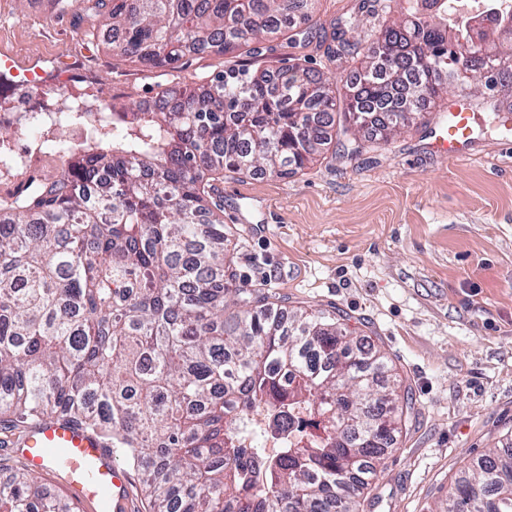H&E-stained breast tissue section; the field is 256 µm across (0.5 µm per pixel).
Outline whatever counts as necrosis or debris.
I'll use <instances>...</instances> for the list:
<instances>
[{
    "label": "necrosis or debris",
    "instance_id": "1",
    "mask_svg": "<svg viewBox=\"0 0 512 512\" xmlns=\"http://www.w3.org/2000/svg\"><path fill=\"white\" fill-rule=\"evenodd\" d=\"M98 74L92 56L79 50L53 61L47 72L54 82L52 88L23 76L12 77L16 101L10 111L0 112V201L24 196L54 178L62 156L47 150V143L83 145L87 137L84 126H60L49 123L48 118L71 110L73 82L94 83Z\"/></svg>",
    "mask_w": 512,
    "mask_h": 512
}]
</instances>
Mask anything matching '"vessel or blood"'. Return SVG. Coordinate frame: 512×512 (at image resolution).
<instances>
[{
  "label": "vessel or blood",
  "instance_id": "vessel-or-blood-1",
  "mask_svg": "<svg viewBox=\"0 0 512 512\" xmlns=\"http://www.w3.org/2000/svg\"><path fill=\"white\" fill-rule=\"evenodd\" d=\"M470 129V115L460 107H451L443 151L454 152ZM23 446L28 465L39 472L59 473L64 489L77 502L98 504L102 512H124L128 477L112 466L96 435L46 419L33 426Z\"/></svg>",
  "mask_w": 512,
  "mask_h": 512
}]
</instances>
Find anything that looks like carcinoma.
I'll return each mask as SVG.
<instances>
[{
	"label": "carcinoma",
	"mask_w": 512,
	"mask_h": 512,
	"mask_svg": "<svg viewBox=\"0 0 512 512\" xmlns=\"http://www.w3.org/2000/svg\"><path fill=\"white\" fill-rule=\"evenodd\" d=\"M312 0H56L88 39L151 69L194 54L256 51L289 35ZM385 25L340 91L300 64H244L156 95L175 105L101 115L58 176L0 205V414L97 433L142 476L154 512H359L397 444L387 357L320 312L289 316L224 285L223 189L231 174L286 175L321 155L327 127L398 132L442 81L481 68L512 87V43L467 57L477 35L512 36V14L453 17L457 0H415ZM355 18L336 19L329 56H354ZM262 402L323 436L286 448H227ZM0 512H74L29 471L0 483ZM442 512H512V446L456 478Z\"/></svg>",
	"instance_id": "1"
}]
</instances>
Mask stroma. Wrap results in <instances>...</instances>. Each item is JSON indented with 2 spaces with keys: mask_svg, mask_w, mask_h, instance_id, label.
<instances>
[{
  "mask_svg": "<svg viewBox=\"0 0 512 512\" xmlns=\"http://www.w3.org/2000/svg\"><path fill=\"white\" fill-rule=\"evenodd\" d=\"M399 4L316 0L299 24L309 44L275 38L253 60L275 69L299 58L344 83L360 60H330L323 32L357 13L369 48ZM75 47L101 66L93 94L120 110L240 63L197 55L179 71L151 70L84 39L53 0H0V51L38 65ZM459 93L448 87L436 111L389 139L343 136L297 173L223 182L231 287L264 289L290 309L343 312L410 388L413 413L363 512H435L474 458L512 436V97L496 112L476 106L450 159L437 144Z\"/></svg>",
  "mask_w": 512,
  "mask_h": 512,
  "instance_id": "stroma-1",
  "label": "stroma"
}]
</instances>
